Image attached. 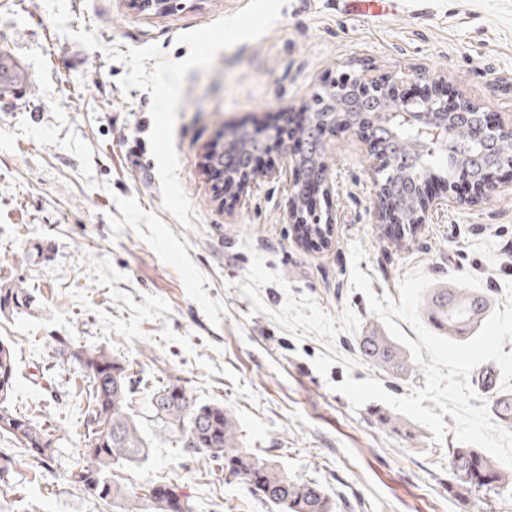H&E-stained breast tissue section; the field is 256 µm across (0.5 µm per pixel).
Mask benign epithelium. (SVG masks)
Instances as JSON below:
<instances>
[{"label":"benign epithelium","instance_id":"1","mask_svg":"<svg viewBox=\"0 0 512 512\" xmlns=\"http://www.w3.org/2000/svg\"><path fill=\"white\" fill-rule=\"evenodd\" d=\"M138 10L169 11L177 7L176 0H131ZM355 84L358 90L379 102V108L372 112H356L347 95V86ZM390 80L385 77L366 78L360 75L343 73L326 86V95L317 96L311 107L313 123L311 131L288 148L292 162L300 157L314 159L323 156L324 135L327 131L341 126L364 137L374 152L380 170L394 168L401 158V151L388 147L380 141L379 130L397 126H408L418 132L415 149L423 158H431L446 152L450 156L465 159L474 149L480 150L485 162L475 171L463 164L453 173L454 180L448 182L453 187L459 179L474 188L481 195L493 188L490 175L502 167H512V122L492 123L481 107L470 102L460 101L455 111H448V101L442 97L441 89L436 88L424 96L404 93L394 96L389 89ZM427 172L424 166L413 175L416 199L409 206L392 201L389 186L376 183V218L379 224H422L426 216L444 202L427 194ZM228 181L239 190L247 187L252 179L249 167L236 161V168L227 173ZM292 210L290 218L296 224H319L321 217L313 210H304L303 200L296 190H291Z\"/></svg>","mask_w":512,"mask_h":512}]
</instances>
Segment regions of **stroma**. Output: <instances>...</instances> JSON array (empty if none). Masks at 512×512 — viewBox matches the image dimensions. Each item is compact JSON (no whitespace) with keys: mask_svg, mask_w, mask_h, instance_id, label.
<instances>
[{"mask_svg":"<svg viewBox=\"0 0 512 512\" xmlns=\"http://www.w3.org/2000/svg\"><path fill=\"white\" fill-rule=\"evenodd\" d=\"M153 15L127 0H67L60 32L44 0H0V288L27 289L30 309L0 315V340L16 351L10 400L43 425L82 441L85 406L73 349L102 347L132 367L133 409L160 381L185 386L198 405L228 409L247 452L289 477L318 480L351 512H512L488 497L449 499L444 442L390 405L352 408L336 392L345 377L379 380L395 397L424 388L410 364L384 373L363 359L359 336L378 320L351 285L352 269L376 296L399 299L412 270L434 286L487 293L494 309L512 281V172L497 190L430 212L422 224L375 221L374 159L355 134L325 136L331 222L325 241L304 240L289 220L296 177L283 150L236 198L219 197L206 153L233 132L269 135L283 112L306 110L345 72L389 77L417 91L445 83L454 97L512 120V0H385L375 15L343 0H287L278 23L255 41L220 51L209 71L190 69L177 108L178 175L193 205L184 228L162 205L149 133L148 91L122 90L128 67L107 51L156 46V64L184 60L180 34L233 15L249 0H181ZM95 33L90 50L76 32ZM361 243L366 259L352 262ZM334 348L327 374L314 361ZM358 365L347 369L345 359ZM390 424H382L381 416ZM143 461L121 460L112 478L137 491L130 512H150L140 493L169 486L192 512H272L222 462L192 453L144 425ZM8 512H120L61 474L20 459L0 480Z\"/></svg>","mask_w":512,"mask_h":512,"instance_id":"35a3bbf8","label":"stroma"}]
</instances>
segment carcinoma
<instances>
[{"label":"carcinoma","mask_w":512,"mask_h":512,"mask_svg":"<svg viewBox=\"0 0 512 512\" xmlns=\"http://www.w3.org/2000/svg\"><path fill=\"white\" fill-rule=\"evenodd\" d=\"M392 195L407 200L410 197L408 177L404 169L393 173L388 181ZM475 288H433L428 293L423 310L430 324L449 339L463 342L466 334L489 311V300L482 299L475 308L472 297ZM11 298L15 307L27 305L29 295L23 288L0 289V313L3 300ZM360 352L388 374H404L408 370L403 348L376 325L367 329L358 342ZM88 370L76 377L85 383L86 410L84 415V445L75 449L62 471L63 478L82 486L95 482L99 498L110 504L127 502L128 489L112 480V464L120 459L136 460L144 455L141 427L130 413L135 396L136 375L129 365L112 357L104 348L81 350ZM7 373L11 385L0 389V434L9 436L21 449L23 457L44 467L62 461L63 439L56 427L35 422L32 417L9 406L16 376L14 347L0 341V375ZM151 418L162 432H179L182 447L192 452H206L224 459V470L251 491L261 496L274 512H332L333 506L326 488L317 480L299 482L288 477L275 464L257 458L240 446L236 423L219 404L198 406L190 402L185 389L173 380L159 386L151 401ZM448 497L468 505L480 495L512 493V469H503L476 448L448 449ZM154 512H191L187 502L178 498L167 486L148 490Z\"/></svg>","instance_id":"1"}]
</instances>
